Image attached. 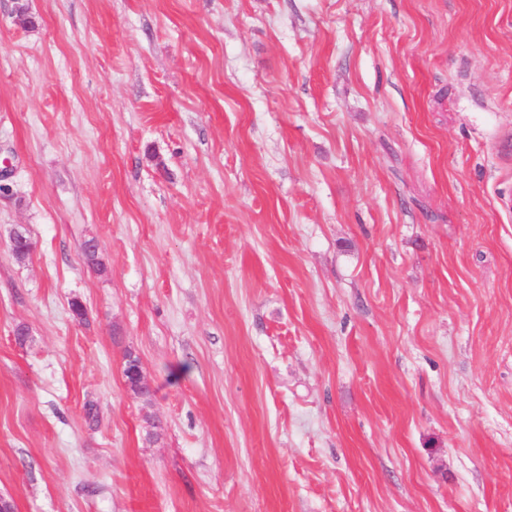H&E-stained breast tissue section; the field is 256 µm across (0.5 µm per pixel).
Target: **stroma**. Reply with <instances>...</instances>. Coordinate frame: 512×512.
<instances>
[{"mask_svg": "<svg viewBox=\"0 0 512 512\" xmlns=\"http://www.w3.org/2000/svg\"><path fill=\"white\" fill-rule=\"evenodd\" d=\"M4 160L14 512H512V0H0ZM134 355L131 356V354H129V356L131 357L125 358V363H128L125 364L124 367L126 368V373L130 376L129 379L127 376L124 375L125 381L129 387L130 384L139 386V388L144 392V394L140 396L148 400L151 398L153 394L152 385L148 378L144 375L140 360L137 359L136 361H133Z\"/></svg>", "mask_w": 512, "mask_h": 512, "instance_id": "1", "label": "stroma"}]
</instances>
